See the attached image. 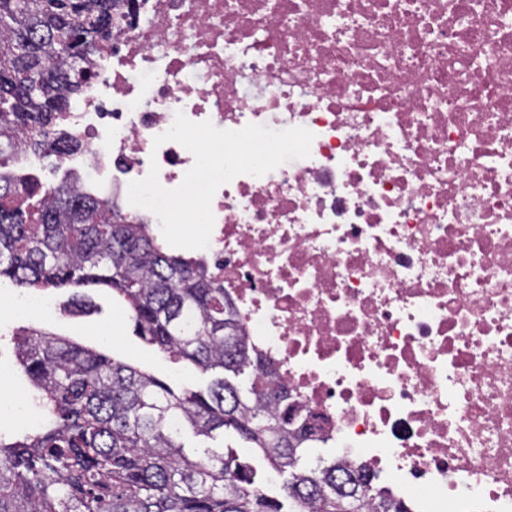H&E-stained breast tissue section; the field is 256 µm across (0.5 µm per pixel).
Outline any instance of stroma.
I'll list each match as a JSON object with an SVG mask.
<instances>
[{
    "label": "stroma",
    "mask_w": 512,
    "mask_h": 512,
    "mask_svg": "<svg viewBox=\"0 0 512 512\" xmlns=\"http://www.w3.org/2000/svg\"><path fill=\"white\" fill-rule=\"evenodd\" d=\"M86 294L92 301L90 313L71 314L66 308L68 292L58 291L48 295L49 310L27 316L17 311L24 290L9 281H0V436L20 435L36 427L41 419L34 392L23 377L16 357L13 337L23 327L101 347L109 356L167 380L178 389L203 388L211 382V374L175 361L136 336L133 320L107 289L90 288Z\"/></svg>",
    "instance_id": "stroma-1"
}]
</instances>
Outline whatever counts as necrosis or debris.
Returning a JSON list of instances; mask_svg holds the SVG:
<instances>
[{"instance_id":"4bbe7bcc","label":"necrosis or debris","mask_w":512,"mask_h":512,"mask_svg":"<svg viewBox=\"0 0 512 512\" xmlns=\"http://www.w3.org/2000/svg\"><path fill=\"white\" fill-rule=\"evenodd\" d=\"M61 117L113 205L176 112L304 127L309 157L216 191L202 258L255 357L406 512H512V0H115Z\"/></svg>"}]
</instances>
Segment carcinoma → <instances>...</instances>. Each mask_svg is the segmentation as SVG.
Returning a JSON list of instances; mask_svg holds the SVG:
<instances>
[{"mask_svg": "<svg viewBox=\"0 0 512 512\" xmlns=\"http://www.w3.org/2000/svg\"><path fill=\"white\" fill-rule=\"evenodd\" d=\"M113 0H0V129L43 160L83 147L59 126L79 63L112 38ZM0 141V279L24 289L106 288L136 334L177 361L215 372L204 389L166 381L61 336H15L21 371L44 421L23 438L0 436V512H406L369 473L338 465L299 470L313 432L276 392L240 324L224 331V286L204 262L168 253L150 225L63 183L7 172ZM249 373L241 388L226 374ZM235 431L278 474L285 499L256 485L237 452L205 459L184 450L185 429Z\"/></svg>", "mask_w": 512, "mask_h": 512, "instance_id": "cac0c4a2", "label": "carcinoma"}]
</instances>
